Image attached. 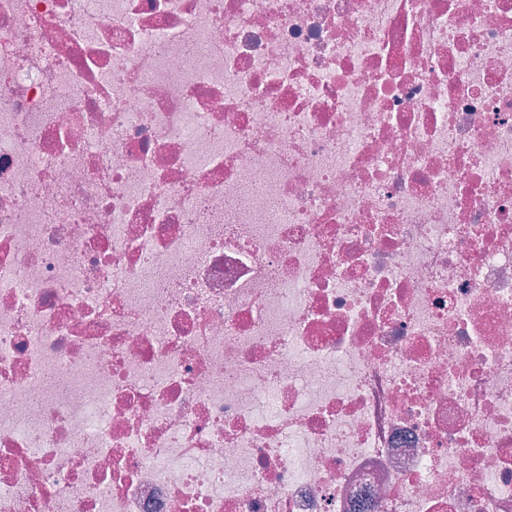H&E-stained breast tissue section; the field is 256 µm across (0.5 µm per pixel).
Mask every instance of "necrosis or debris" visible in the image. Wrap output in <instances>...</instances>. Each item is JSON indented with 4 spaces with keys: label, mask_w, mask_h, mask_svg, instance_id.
<instances>
[{
    "label": "necrosis or debris",
    "mask_w": 512,
    "mask_h": 512,
    "mask_svg": "<svg viewBox=\"0 0 512 512\" xmlns=\"http://www.w3.org/2000/svg\"><path fill=\"white\" fill-rule=\"evenodd\" d=\"M0 512H512V0H0Z\"/></svg>",
    "instance_id": "obj_1"
}]
</instances>
